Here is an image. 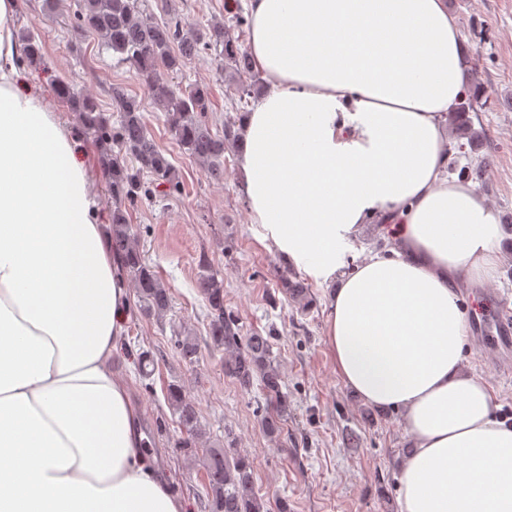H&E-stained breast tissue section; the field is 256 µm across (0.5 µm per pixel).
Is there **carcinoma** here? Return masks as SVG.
Segmentation results:
<instances>
[{
	"instance_id": "obj_1",
	"label": "carcinoma",
	"mask_w": 512,
	"mask_h": 512,
	"mask_svg": "<svg viewBox=\"0 0 512 512\" xmlns=\"http://www.w3.org/2000/svg\"><path fill=\"white\" fill-rule=\"evenodd\" d=\"M76 2L77 27L101 40L117 56V63L137 72L152 95L162 103L177 142L199 160L210 175L221 177L226 144L237 143V134L230 125L224 126L221 135L212 131V125L206 120L211 105L207 86L193 84L184 89L174 88L160 82L157 71L163 68L178 74L187 60L209 47H220L224 60L235 73L250 75L253 62L249 53L224 39L221 23L186 31L176 18L163 23L148 19L144 17L143 0ZM17 39L24 45L29 63L40 62L34 35L21 31ZM56 92L78 112L84 129L96 140L118 147L134 160L129 166L109 153L105 157L109 190L115 200L111 214L112 251L123 257L143 313L161 317L171 306V294L142 260L128 210L148 194L144 175L175 188L179 184L175 169L166 152L149 135L142 105L136 97L120 87L109 90L119 112V119L113 124L92 97L75 95L67 81H57ZM199 266L198 288L207 304L208 336L214 348L224 350V374L244 388L259 382L267 401L261 429L269 439L276 441L288 417V395L283 392V378L273 359L270 337L260 333L241 335L237 321L224 309L223 275L204 258L199 260ZM281 288L298 303L307 299L308 291L303 284L292 281L286 273L282 275ZM177 347L185 362L196 361L198 347L193 337H180ZM166 399L184 433L178 448L190 457L202 455L206 474L205 512H265L250 458L235 448L199 449L200 424L195 402L177 385L168 387Z\"/></svg>"
}]
</instances>
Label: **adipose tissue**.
I'll return each instance as SVG.
<instances>
[{"mask_svg":"<svg viewBox=\"0 0 512 512\" xmlns=\"http://www.w3.org/2000/svg\"><path fill=\"white\" fill-rule=\"evenodd\" d=\"M0 0V512H185L143 449L114 370L130 291L78 143L21 87ZM271 83L240 123L261 239L333 285L324 336L342 382L403 411L401 512H512V427L459 365L454 288L491 281L497 218L451 181L445 121L468 87L444 0H251ZM396 240L343 272L367 219Z\"/></svg>","mask_w":512,"mask_h":512,"instance_id":"1","label":"adipose tissue"}]
</instances>
